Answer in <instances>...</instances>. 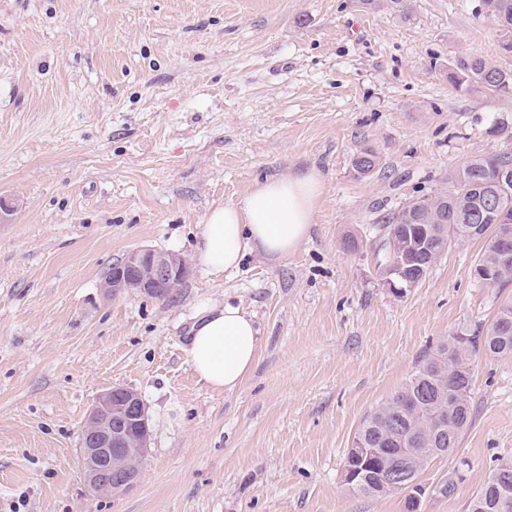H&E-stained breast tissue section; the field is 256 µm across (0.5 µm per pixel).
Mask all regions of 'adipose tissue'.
Returning <instances> with one entry per match:
<instances>
[{"instance_id":"1","label":"adipose tissue","mask_w":512,"mask_h":512,"mask_svg":"<svg viewBox=\"0 0 512 512\" xmlns=\"http://www.w3.org/2000/svg\"><path fill=\"white\" fill-rule=\"evenodd\" d=\"M323 182L318 172L264 180L239 200L206 216L200 263L214 275L238 268L257 249L281 260L307 238ZM261 339L250 315L230 304L205 309L192 326L186 356L200 382L216 390L237 388L252 370Z\"/></svg>"}]
</instances>
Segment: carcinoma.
<instances>
[{
  "instance_id": "1",
  "label": "carcinoma",
  "mask_w": 512,
  "mask_h": 512,
  "mask_svg": "<svg viewBox=\"0 0 512 512\" xmlns=\"http://www.w3.org/2000/svg\"><path fill=\"white\" fill-rule=\"evenodd\" d=\"M486 12L502 28L501 49L512 54V0H484ZM448 82L456 88L489 96L512 92V69L479 55L458 58L448 68ZM377 165L376 152L364 147L353 159L359 175ZM450 189L412 199L383 215L384 239L379 264L406 257L394 282L422 280L428 270L462 242L482 241L484 249L475 267L483 286L503 290L512 285V247L496 241L494 225H512V155L477 156L449 178ZM512 355V299L499 307L486 328L454 333L425 356L416 371L387 401L372 410L353 437L359 448L374 453L357 461L344 458L343 467L357 471L354 492L367 497L388 495V475L398 469L406 483L420 481L429 463L455 450L460 436L473 421L474 359ZM411 448V456L404 449ZM461 477L452 474L438 481L432 494L442 497L457 491ZM512 496V462L497 465L470 499L467 512H498L499 497Z\"/></svg>"
}]
</instances>
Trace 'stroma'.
<instances>
[{"instance_id": "obj_1", "label": "stroma", "mask_w": 512, "mask_h": 512, "mask_svg": "<svg viewBox=\"0 0 512 512\" xmlns=\"http://www.w3.org/2000/svg\"><path fill=\"white\" fill-rule=\"evenodd\" d=\"M502 40L482 0H0V512H404L403 494L344 485L352 438L512 288L477 283L472 241L395 296L375 275L379 219L473 156L512 154V94L448 82L466 53L512 68ZM365 145L378 164L360 176ZM311 168L323 196L288 259L254 252L218 276L198 262L210 210ZM142 246L186 260L181 286L107 294ZM226 303L261 337L231 391L185 353ZM116 386L144 401L150 444L112 499L88 489L81 437ZM472 400L458 448L420 478L463 480L422 512H466L512 461V355L476 360Z\"/></svg>"}]
</instances>
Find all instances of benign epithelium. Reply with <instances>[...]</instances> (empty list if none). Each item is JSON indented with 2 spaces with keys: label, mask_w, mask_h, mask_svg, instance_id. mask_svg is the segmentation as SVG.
Listing matches in <instances>:
<instances>
[{
  "label": "benign epithelium",
  "mask_w": 512,
  "mask_h": 512,
  "mask_svg": "<svg viewBox=\"0 0 512 512\" xmlns=\"http://www.w3.org/2000/svg\"><path fill=\"white\" fill-rule=\"evenodd\" d=\"M188 274L185 260L171 252L149 247L130 250L112 267L105 287L116 294L135 291L151 298H162L166 287L182 281ZM394 269H376L380 283L395 295L407 287L395 286ZM149 440L146 406L131 389L115 387L102 394L93 405L82 433V458L86 482L97 495L121 497L140 481L142 462Z\"/></svg>",
  "instance_id": "benign-epithelium-1"
}]
</instances>
